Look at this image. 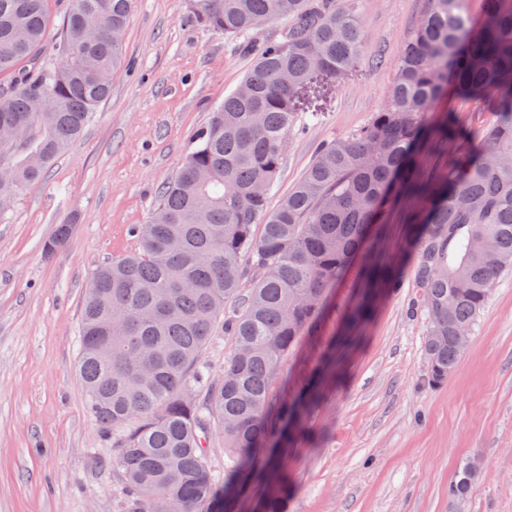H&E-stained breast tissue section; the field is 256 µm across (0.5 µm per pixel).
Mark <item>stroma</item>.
Returning <instances> with one entry per match:
<instances>
[{
  "instance_id": "stroma-1",
  "label": "stroma",
  "mask_w": 512,
  "mask_h": 512,
  "mask_svg": "<svg viewBox=\"0 0 512 512\" xmlns=\"http://www.w3.org/2000/svg\"><path fill=\"white\" fill-rule=\"evenodd\" d=\"M364 50L328 86L322 116L292 134L271 204L302 177L316 146L380 111L395 62L426 0H357ZM190 0H134L126 65L82 136L0 221V512H125L110 439L76 373L85 293L94 271L137 246L160 188L193 134L249 73L254 54L187 21ZM406 202L387 212L372 258L405 266L396 294L377 296L357 343L334 347L364 288L357 270L327 293L315 335L284 362L274 386L291 399L309 383L321 400L283 454L287 512H512V270L503 272L456 372L425 379L426 320L412 273ZM68 243L43 245L56 225ZM483 470L464 509L448 498L462 458Z\"/></svg>"
}]
</instances>
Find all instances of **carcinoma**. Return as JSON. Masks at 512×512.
Returning <instances> with one entry per match:
<instances>
[{"label": "carcinoma", "mask_w": 512, "mask_h": 512, "mask_svg": "<svg viewBox=\"0 0 512 512\" xmlns=\"http://www.w3.org/2000/svg\"><path fill=\"white\" fill-rule=\"evenodd\" d=\"M62 33L48 35L47 0H0V216L67 150L110 93L124 64L133 0H69ZM428 0L401 48L381 111L347 137L319 145L303 177L269 208L288 140L320 118L306 96L351 71L363 52L355 0H192L186 20L250 44L263 23L284 34L255 48L252 70L193 136L160 190L138 250L93 273L81 316L78 370L88 408L112 435L128 512H234L257 478L272 486L263 512H285L288 482L275 448L301 432L315 391L276 401L272 387L299 339L317 330L322 300L356 258L370 288H396L399 268L367 256L397 200L425 203L412 270L427 320L428 379L440 384L461 359L501 272L512 268V0ZM453 78L461 100L495 120L448 173L422 175L416 157L462 138L457 116L427 115ZM57 225L46 249L65 245ZM371 297L348 315L370 319ZM233 338L224 370H202L218 322ZM224 438V476L205 448ZM475 458L448 487L456 502L479 478Z\"/></svg>", "instance_id": "obj_1"}]
</instances>
